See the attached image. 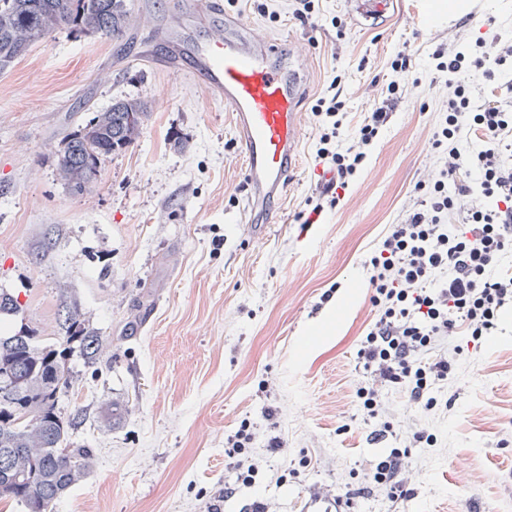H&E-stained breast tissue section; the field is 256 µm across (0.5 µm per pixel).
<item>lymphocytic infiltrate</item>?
<instances>
[{
    "mask_svg": "<svg viewBox=\"0 0 512 512\" xmlns=\"http://www.w3.org/2000/svg\"><path fill=\"white\" fill-rule=\"evenodd\" d=\"M450 93L433 147L447 161L431 187L416 185L413 201L400 222L391 225L371 257L369 283L377 318L357 351L360 365L380 380L407 389L426 410L438 406L432 390L454 373L461 346L445 350L457 331L472 340L490 335L501 313L512 309V274L494 271L500 256L512 250V39L483 40L467 51L439 44L430 55ZM409 54L397 52L395 74L380 107L353 133H346L342 91L330 82L314 107L316 156L348 187L366 160L398 102L399 75L409 71ZM501 76L504 95L486 100L481 87L454 82L465 68ZM482 131L479 143L457 146L463 134ZM478 195L482 204L459 208L463 196ZM460 213L457 230L447 217Z\"/></svg>",
    "mask_w": 512,
    "mask_h": 512,
    "instance_id": "obj_1",
    "label": "lymphocytic infiltrate"
}]
</instances>
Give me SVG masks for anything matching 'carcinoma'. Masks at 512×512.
I'll return each instance as SVG.
<instances>
[{
	"mask_svg": "<svg viewBox=\"0 0 512 512\" xmlns=\"http://www.w3.org/2000/svg\"><path fill=\"white\" fill-rule=\"evenodd\" d=\"M130 24L127 0H0V71L24 57L38 40L66 29L118 39ZM147 112L137 99L96 111L54 151L56 170L74 193L96 180L104 161L133 146ZM0 320L20 314L18 297L0 290ZM63 342L41 344L28 331L0 332V501L25 512H53L56 502L90 475L95 449L72 440L82 412L60 407L72 384L71 360L90 365L103 340L77 307L66 311Z\"/></svg>",
	"mask_w": 512,
	"mask_h": 512,
	"instance_id": "obj_1",
	"label": "carcinoma"
}]
</instances>
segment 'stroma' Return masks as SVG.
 <instances>
[{"label":"stroma","instance_id":"stroma-1","mask_svg":"<svg viewBox=\"0 0 512 512\" xmlns=\"http://www.w3.org/2000/svg\"><path fill=\"white\" fill-rule=\"evenodd\" d=\"M121 39L60 32L0 72V289L23 306L14 326L60 343L77 304L102 336L95 364L73 360L63 413L83 409L75 433L94 448L90 476L54 512H304L311 494H344L354 512H503L512 504V315L498 335L468 343L456 374L427 412L397 385L376 384L356 353L375 321L367 264L416 184L442 167L432 136L446 89L429 55L438 44L512 36V0H460L430 26L436 0H399L366 27L345 0H319L302 21L288 0H252L226 14L296 52L305 82L303 164L266 238L248 234L245 168L233 115L187 69L169 62L167 30L180 0H128ZM413 66L402 101L358 179L308 224L314 171L312 107L340 78L350 128L395 79V52ZM137 99L147 118L137 143L112 154L98 180L72 193L54 150L95 110ZM384 404L369 418L358 385ZM121 415L107 421L108 406ZM384 436H375L381 423ZM253 435L255 485L240 484L224 438ZM433 434V445L412 446ZM286 446L269 451L270 436ZM408 447L399 471L412 493L393 504L363 490L365 472ZM234 487L232 497L216 492Z\"/></svg>","mask_w":512,"mask_h":512}]
</instances>
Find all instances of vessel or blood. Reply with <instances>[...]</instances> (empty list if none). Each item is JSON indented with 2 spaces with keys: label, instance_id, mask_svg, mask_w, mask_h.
Segmentation results:
<instances>
[{
  "label": "vessel or blood",
  "instance_id": "1",
  "mask_svg": "<svg viewBox=\"0 0 512 512\" xmlns=\"http://www.w3.org/2000/svg\"><path fill=\"white\" fill-rule=\"evenodd\" d=\"M356 24L383 16L391 0H349ZM177 65L234 115L245 159V224L264 236L300 166L304 81L279 43L224 13L222 0H182L169 36Z\"/></svg>",
  "mask_w": 512,
  "mask_h": 512
}]
</instances>
